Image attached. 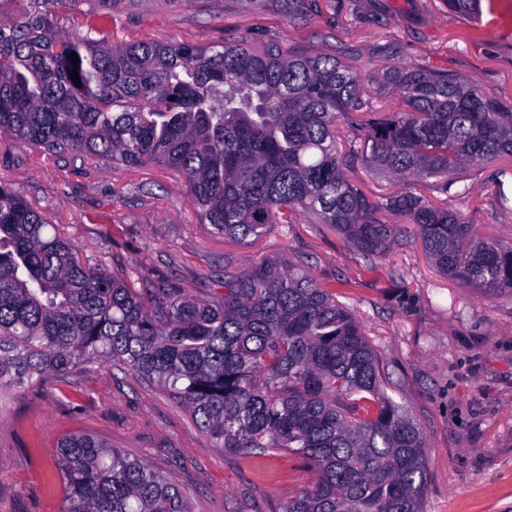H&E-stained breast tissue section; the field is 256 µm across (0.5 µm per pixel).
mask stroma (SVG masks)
Wrapping results in <instances>:
<instances>
[{
  "mask_svg": "<svg viewBox=\"0 0 512 512\" xmlns=\"http://www.w3.org/2000/svg\"><path fill=\"white\" fill-rule=\"evenodd\" d=\"M289 52L339 51L362 71L421 67L448 71L512 102V0H484L480 21L446 0H323L322 11L289 22L278 0L261 9L224 0H132L113 42L128 38ZM512 193V162L471 166L467 218L512 241V214L483 199L497 171ZM0 177L41 207L90 263L134 282L171 279L206 297L225 265L242 272L270 257H308L319 280L343 283L385 368L387 394L413 417L426 443L423 512H512V299L455 287L429 263L420 242L366 260L312 215L239 242L198 223L166 168H101L79 158L45 159L0 149ZM144 189L123 197L128 184ZM88 431L143 456L187 498L192 512H280L314 474L283 458L263 471L212 447L187 410L130 371L84 364L78 374L36 386L0 387V512H60L63 486L52 472L56 444Z\"/></svg>",
  "mask_w": 512,
  "mask_h": 512,
  "instance_id": "1",
  "label": "stroma"
}]
</instances>
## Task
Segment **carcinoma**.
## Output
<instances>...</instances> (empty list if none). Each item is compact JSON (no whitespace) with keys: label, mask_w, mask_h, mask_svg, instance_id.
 Instances as JSON below:
<instances>
[{"label":"carcinoma","mask_w":512,"mask_h":512,"mask_svg":"<svg viewBox=\"0 0 512 512\" xmlns=\"http://www.w3.org/2000/svg\"><path fill=\"white\" fill-rule=\"evenodd\" d=\"M0 24V143L105 167L161 163L199 223L254 241L311 212L364 257L420 241L460 288L512 295V243L481 233L451 192L474 164L512 159V106L423 68L362 76L335 53L109 42L128 0H21ZM288 20L317 0H281ZM469 19L480 0H447ZM76 53L79 63L70 59ZM77 70L80 83L71 79ZM394 90L379 112L370 89ZM402 179L368 194L355 167ZM443 198H429V180ZM485 201L512 213L494 190ZM199 299L140 287L82 260L43 210L0 180V384L38 385L107 362L163 387L214 448L256 467L274 454L314 484L282 512H421L423 435L383 388L384 369L336 287L308 262L265 259ZM60 512H191L144 457L90 432L60 439Z\"/></svg>","instance_id":"cac0c4a2"}]
</instances>
